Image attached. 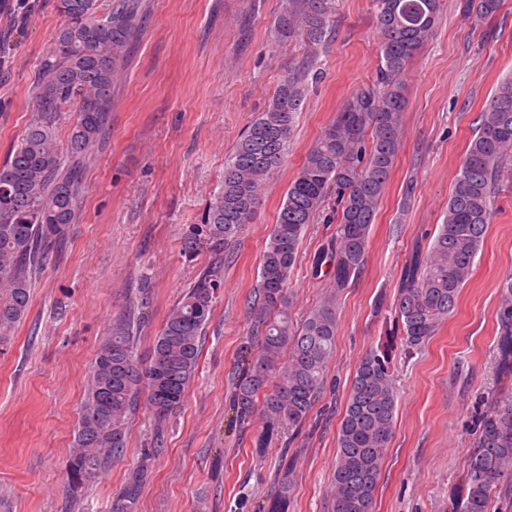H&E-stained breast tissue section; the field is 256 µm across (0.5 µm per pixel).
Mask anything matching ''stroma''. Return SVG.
I'll return each mask as SVG.
<instances>
[{
	"instance_id": "obj_1",
	"label": "stroma",
	"mask_w": 512,
	"mask_h": 512,
	"mask_svg": "<svg viewBox=\"0 0 512 512\" xmlns=\"http://www.w3.org/2000/svg\"><path fill=\"white\" fill-rule=\"evenodd\" d=\"M144 30L112 86L108 138L83 176V199L63 249L37 278L27 318L0 353V512H111L128 473L152 447L154 420L139 409L123 454L67 509V459L86 375L114 320L131 316L147 352L169 311L209 263L188 258L182 234L199 223L224 159L271 103L289 71L317 78L292 145L260 205L224 258V285L202 337L197 373L172 414L138 512H239L266 500L282 448L296 450L290 512H330L337 428L359 360L392 327L401 267L414 242L431 244L480 112L512 76V0L492 16L442 0L432 39L401 79L403 145L372 226L365 266L337 298L336 347L322 397L283 447L252 451L227 432L236 355L247 341L248 302L289 183L345 101L370 83L381 35L374 0H336L317 53L273 43L280 0H141ZM61 18L56 0H0V161L31 119V94ZM335 200L309 225L285 286L301 321L333 280L313 258L336 237ZM512 274V188L499 195L473 275L453 314L414 352L390 353L398 400L374 512H452L489 388L512 392L498 367L500 283ZM381 314H374L376 302ZM222 470H214V459Z\"/></svg>"
}]
</instances>
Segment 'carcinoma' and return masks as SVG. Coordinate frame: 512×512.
<instances>
[{
    "label": "carcinoma",
    "mask_w": 512,
    "mask_h": 512,
    "mask_svg": "<svg viewBox=\"0 0 512 512\" xmlns=\"http://www.w3.org/2000/svg\"><path fill=\"white\" fill-rule=\"evenodd\" d=\"M381 34L372 83L358 90L307 152L288 185L262 255L254 290L255 345L241 347L229 398L230 426L244 431L255 415L258 455L301 428L323 394L337 332L336 296L360 272L379 204L398 158L405 93L401 76L433 36L440 0H375ZM62 21L50 37L33 91L32 119L0 163V345L25 320L31 288L66 239L83 193V169L104 143L112 111V83L142 28L140 0H119L100 13V0H57ZM335 0H281L273 28L278 40L299 38L312 49L323 42ZM299 73L284 77L267 109L224 161V179L202 223L184 236L185 249H206L213 260L170 310L146 359L137 353L130 321L112 326L91 364L74 448L67 460L69 497L96 478L126 448L131 417L140 405L155 424L154 447L131 470L112 512H137L152 457L162 452L166 424L183 399L201 357V336L224 279V254L235 246L260 203L267 181L281 167L304 102ZM71 114L68 154L57 128ZM512 77L503 80L479 116L461 161L442 224L431 245L417 242L401 269L393 330L412 352L435 334L456 308L473 273L505 182L512 181ZM336 194V240L316 263H333L330 293L296 326L288 318L284 286L304 233L322 204ZM500 354L512 359V276L502 284ZM288 353L287 362L282 354ZM397 388L387 347L359 361L337 436L332 512H374L382 464L392 437ZM290 449H281L279 490L241 512H288ZM512 512V396L491 394L478 417L477 437L458 493L459 512H490L492 497Z\"/></svg>",
    "instance_id": "carcinoma-1"
}]
</instances>
